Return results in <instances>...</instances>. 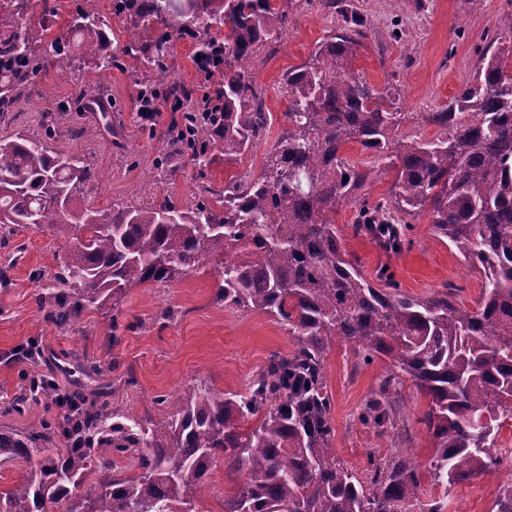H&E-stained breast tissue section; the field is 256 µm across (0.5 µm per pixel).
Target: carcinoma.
I'll return each mask as SVG.
<instances>
[{
	"mask_svg": "<svg viewBox=\"0 0 512 512\" xmlns=\"http://www.w3.org/2000/svg\"><path fill=\"white\" fill-rule=\"evenodd\" d=\"M94 2L83 0L70 15L50 42V61L19 28L28 0H0L1 113L49 61L60 69L107 71L131 59L161 74L174 42L189 36L195 62L203 69L216 64L211 99L221 108L204 105L186 135L162 137L200 165L215 150L234 161L265 138L270 113L250 63L262 46L282 38L298 0H112L127 35L113 52L105 48ZM325 6L338 11L343 29L288 69V129L260 173L231 179L186 210L166 199L118 205L110 214L80 207L94 167L24 135L0 139V243L27 224L65 227L73 240L50 276L62 290L37 298L56 327L110 305L116 345L129 288L172 283L221 256L217 299L262 312L295 337L293 349L272 353L245 392L218 391L198 378L185 393L156 400L161 420L150 426L79 391L60 396L55 380L32 361L28 383L7 412L51 401L63 414L24 432L0 430V463H26L22 479L0 489V512H54L61 504L72 512L74 502L86 512H194L218 461L228 475H245L224 497V512H443V499L422 497L412 449L371 452L361 474L336 457L326 358L338 337L365 363L388 358L359 416L376 436L406 429L394 400L405 382L428 397L418 423L434 441L428 473L444 493L512 468V455L498 442L512 421V49L485 55L448 107L431 113L429 121L441 127L434 139L403 143L393 139L404 118L396 89H378L356 71L368 20L353 0ZM72 36L79 38L74 57L59 47ZM193 95L173 83L164 98L181 107ZM350 143L398 160L390 199L372 204L359 194L367 175L345 156ZM173 154L161 156L154 172L166 173ZM350 204L353 236L393 254L402 251L410 221L429 212L436 235L481 266L474 307L458 303L446 286L425 298L401 294L387 268L376 277L388 290L372 286L359 260L347 257L333 221ZM241 246L246 253L229 255ZM66 372L90 378L104 366L73 356ZM61 438L65 451L48 454ZM118 457L132 474H114ZM492 512H512V483L501 487Z\"/></svg>",
	"mask_w": 512,
	"mask_h": 512,
	"instance_id": "cac0c4a2",
	"label": "carcinoma"
}]
</instances>
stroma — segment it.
Returning <instances> with one entry per match:
<instances>
[{"instance_id":"stroma-1","label":"stroma","mask_w":512,"mask_h":512,"mask_svg":"<svg viewBox=\"0 0 512 512\" xmlns=\"http://www.w3.org/2000/svg\"><path fill=\"white\" fill-rule=\"evenodd\" d=\"M356 2L372 29L365 49L358 53L356 68L376 87L397 89V107L406 114L396 132L400 140L434 138L437 128L428 120L430 113L446 107L468 82L491 43L512 40V0ZM340 25V16L325 8L321 0H311L287 23L282 41L258 51L251 72L256 84L265 90V109L273 121L266 141L231 163L217 151L203 166L184 156L175 159L176 171L166 180L158 183L151 176L156 158L168 147L153 127L140 121L138 91L147 81L161 91L172 81L200 85L201 77L191 60L194 42L187 37L175 43L172 70L166 77L131 67L104 72L87 68L66 72L52 65L43 68L30 81L17 107L0 118V138L20 133L41 140L51 150L89 162L98 178L85 187L82 199L102 212H111L117 204L148 206L163 199L186 207L202 188L219 191L229 178L260 172L271 142L285 127L288 99L284 74L304 61L329 31ZM91 84L104 88L112 105L108 116L114 128L122 129V138L104 135L89 139L70 135L63 128L47 133L41 123L42 113L76 102ZM346 154L368 175L363 193L369 201L387 199L393 171L358 145H350ZM354 219L351 205L338 209L334 217L344 231L343 249L358 259L368 280H375L378 267L385 265L402 294L423 298L448 285L457 288L461 304L469 306L478 299L483 283L480 272L437 237L428 215L412 220L403 250L390 255L368 239L353 237L346 226ZM67 240L65 231L32 225L21 228L11 246H0V270L5 273L0 279V427L24 430L60 416L59 408L50 402L32 406L21 416L6 411L31 368L18 351L33 342L43 350L39 357L43 370L65 391L73 384L58 366L62 356L71 352L114 362L112 378L133 373L138 384L128 390L113 391L102 381L87 378L81 389L89 399L110 401L137 418L154 414L156 396L184 392L198 377L208 378L220 390L244 391L271 353H285L295 345L288 330L268 316L241 313L217 302L220 265L215 261L167 285L148 282L129 288L120 317H113L108 310L92 311L69 328H57L37 305L42 288L38 276L56 271ZM167 307L176 311V319L164 327L156 325V316ZM116 319L124 326L117 344L112 341V322ZM384 369L385 363L379 359L367 366L358 365L352 345L342 340L327 354L336 455L358 471L366 466L369 452L386 455L398 446L397 440L375 437L359 421ZM398 399L414 425L411 444L416 460L422 470H429L433 442L418 423L428 401L409 382ZM508 477L507 471L494 470L456 484L447 494L426 478L422 493L427 498L446 497V512H491Z\"/></svg>"}]
</instances>
